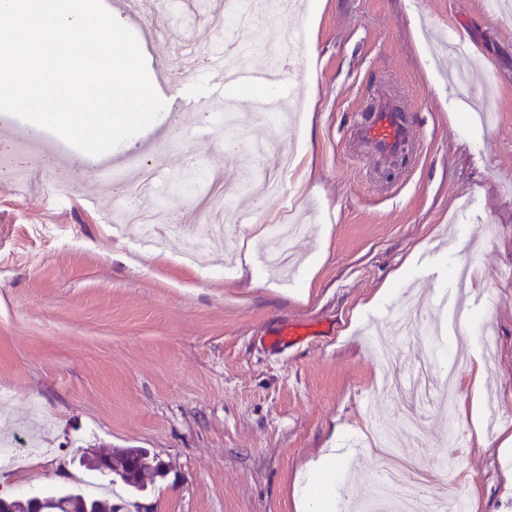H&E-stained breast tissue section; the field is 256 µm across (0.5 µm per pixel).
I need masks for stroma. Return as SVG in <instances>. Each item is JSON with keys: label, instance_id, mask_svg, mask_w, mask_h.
Listing matches in <instances>:
<instances>
[{"label": "stroma", "instance_id": "obj_1", "mask_svg": "<svg viewBox=\"0 0 512 512\" xmlns=\"http://www.w3.org/2000/svg\"><path fill=\"white\" fill-rule=\"evenodd\" d=\"M225 0H153L143 28L124 7L149 78L165 107L141 133L110 151L111 175L45 166L30 180L0 174V418L27 433L38 454L0 472V495L76 486L102 478L79 465L87 448H146L167 465L137 500L151 512H295V495L320 449L347 462L336 478L341 512L352 478L370 484L378 458L351 440L375 430L401 436L400 397L379 396L380 368L366 335L400 304L451 289L466 240L479 252L463 282V312L496 342L485 363L478 418L432 401L421 421L414 477L468 496L485 512H512L498 454L512 430V21L484 0H301L272 28L301 32L291 96L311 124L275 132L237 103L248 139L270 155L312 157V174L284 176V193L245 191L256 175L247 152L227 156L224 128L200 120L195 103L224 106L190 51L223 42ZM465 40L480 77L459 94L445 70L449 38ZM391 99L410 121L405 162L391 165L352 140L366 105ZM153 148L165 165L146 188L152 231L118 222L131 183L123 165ZM216 190L233 193L224 230L207 257L183 242L207 219ZM315 225L291 244L290 276L260 255L266 225L286 208ZM404 279L394 280L398 270ZM393 292L377 293L385 282ZM495 295L487 308L481 292ZM428 336L392 347L397 371L439 354L440 374L465 381L482 357L479 339L450 335L441 314ZM306 329L300 341L266 344L274 329Z\"/></svg>", "mask_w": 512, "mask_h": 512}]
</instances>
